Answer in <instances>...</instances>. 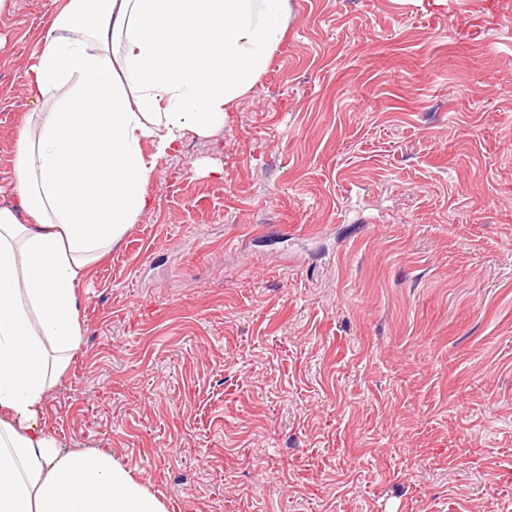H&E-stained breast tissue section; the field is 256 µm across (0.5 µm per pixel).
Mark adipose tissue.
I'll return each mask as SVG.
<instances>
[{
	"label": "adipose tissue",
	"mask_w": 512,
	"mask_h": 512,
	"mask_svg": "<svg viewBox=\"0 0 512 512\" xmlns=\"http://www.w3.org/2000/svg\"><path fill=\"white\" fill-rule=\"evenodd\" d=\"M289 0H64L27 95L0 206V512H166L107 448L41 423L82 330L77 285L153 207L187 134L222 130L281 43Z\"/></svg>",
	"instance_id": "obj_1"
}]
</instances>
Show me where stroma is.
Instances as JSON below:
<instances>
[{"instance_id":"obj_1","label":"stroma","mask_w":512,"mask_h":512,"mask_svg":"<svg viewBox=\"0 0 512 512\" xmlns=\"http://www.w3.org/2000/svg\"><path fill=\"white\" fill-rule=\"evenodd\" d=\"M61 0L0 14V202ZM77 291L42 421L167 512H512V0H289Z\"/></svg>"}]
</instances>
